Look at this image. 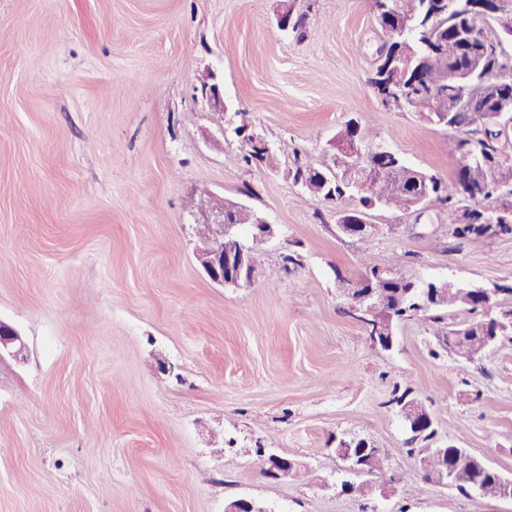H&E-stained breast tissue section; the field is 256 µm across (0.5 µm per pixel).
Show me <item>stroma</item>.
<instances>
[{
	"label": "stroma",
	"instance_id": "obj_1",
	"mask_svg": "<svg viewBox=\"0 0 512 512\" xmlns=\"http://www.w3.org/2000/svg\"><path fill=\"white\" fill-rule=\"evenodd\" d=\"M0 0V512H512L422 477L389 399L412 388L454 444L512 478V339L465 360L422 314L371 345L342 279L512 282V236L460 241L436 206L308 201L288 175L347 121L369 148L455 178V130L384 106L371 0ZM214 74L224 110L209 107ZM279 165L246 164L238 112ZM243 202L274 235L250 282L198 265L200 198ZM292 254L298 263L285 267ZM384 449L388 496L347 493L340 439ZM294 458L274 479L263 454ZM345 218H348L345 221ZM341 224H337L339 231L347 236H364L370 234L375 227L372 224H366L362 212H355L342 216ZM358 229H361L359 231Z\"/></svg>",
	"mask_w": 512,
	"mask_h": 512
}]
</instances>
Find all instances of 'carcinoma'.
Listing matches in <instances>:
<instances>
[{"label": "carcinoma", "mask_w": 512, "mask_h": 512, "mask_svg": "<svg viewBox=\"0 0 512 512\" xmlns=\"http://www.w3.org/2000/svg\"><path fill=\"white\" fill-rule=\"evenodd\" d=\"M430 2L372 0V9L378 25L388 34L390 48L407 43L415 61L420 63L418 70L399 74L398 82L405 95L447 119L455 130L470 135L468 139L458 140L454 147L456 183L450 186L438 175L405 163L392 151L363 147L364 163H374L379 168L374 195L368 198L358 194L364 168L339 151L329 200L356 198L365 207L379 206L408 214L436 204L453 226V236L462 241L512 234V226L498 223L495 208L485 205L489 200H497L503 188H512V135L508 130L512 117H502L496 110L499 97L512 95V57L502 47L504 40L512 39V10H481L476 8L478 0H440L435 29L439 54L434 55L430 51L432 42L421 27L422 13ZM472 141L493 156L491 164L481 166L473 162ZM323 172L325 169L319 164L300 161L288 171V176L304 187L307 199L316 201L319 196L306 185V177ZM361 282L388 296L386 306L372 310L373 317L396 323L409 312L425 310L420 305V287L412 281L402 285L405 295L401 298L396 296L397 289L392 287L387 274L376 266L365 270ZM479 303L477 292H466L450 282L433 305L443 311L479 314L478 320L455 328L444 325L439 315L429 317L437 339L456 355L464 345L472 352L471 358L481 356L487 345L486 337L497 334L495 325L482 315ZM434 436L435 431L428 429L412 433L408 438V443L420 445L424 479L446 470L459 493L467 496L479 483L484 488L483 497L497 498L503 480L497 469L465 448L453 444L446 448L429 445ZM366 458L374 479L349 485V491L363 497L383 490L386 483L392 484V480L385 479L384 449L372 448Z\"/></svg>", "instance_id": "carcinoma-1"}]
</instances>
